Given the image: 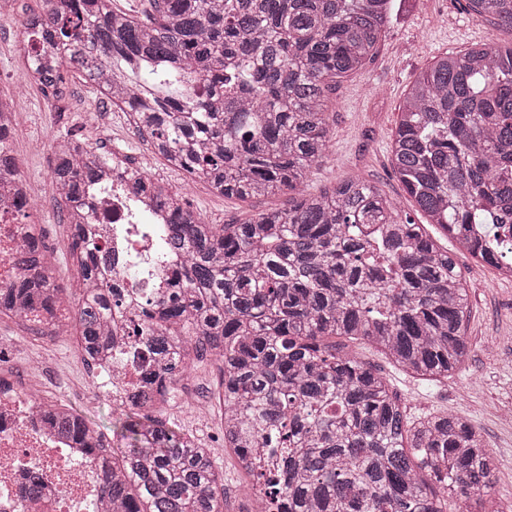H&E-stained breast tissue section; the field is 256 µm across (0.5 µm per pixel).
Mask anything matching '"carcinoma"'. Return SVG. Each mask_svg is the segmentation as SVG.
Masks as SVG:
<instances>
[{
	"instance_id": "cac0c4a2",
	"label": "carcinoma",
	"mask_w": 512,
	"mask_h": 512,
	"mask_svg": "<svg viewBox=\"0 0 512 512\" xmlns=\"http://www.w3.org/2000/svg\"><path fill=\"white\" fill-rule=\"evenodd\" d=\"M22 41L34 81L63 97L66 73L128 99L173 168L224 197L289 193L288 208L209 224L178 193L135 172L170 213L169 252L185 259L171 291L133 322L145 352L137 391L112 435L64 406L55 426L92 448L100 512H224V471L163 409L189 364L211 357L224 447L265 487L255 512H507L483 436L441 411L411 421L373 367L336 339L364 340L393 364L444 382L464 363L466 282L423 224L376 187L348 180L313 195L329 158L328 93L376 53L394 0H149L141 17L112 0H41ZM463 10L512 27V0ZM393 170L428 223L512 277V46L493 41L433 59L413 81L391 144ZM112 154L61 138L52 165L68 224L82 230L86 186ZM4 294L16 317L58 299L55 264ZM75 319L99 357L112 288L80 257ZM268 448L276 466L250 456Z\"/></svg>"
}]
</instances>
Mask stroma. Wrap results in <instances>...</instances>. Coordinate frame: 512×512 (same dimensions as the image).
<instances>
[{
	"label": "stroma",
	"mask_w": 512,
	"mask_h": 512,
	"mask_svg": "<svg viewBox=\"0 0 512 512\" xmlns=\"http://www.w3.org/2000/svg\"><path fill=\"white\" fill-rule=\"evenodd\" d=\"M22 18L19 11L0 17V89L10 92L18 104L19 130L12 149L33 200L52 195L50 147L61 135L72 132L99 151L123 154L172 191L184 193L209 223L236 224L259 212L287 208L284 194L243 201L214 194L201 182L186 183L183 172L167 167L152 146L131 135L124 113H103L98 128H88L84 115L99 108L101 97L79 74H69L70 92L59 102L25 86L24 60L13 51ZM489 39L501 46L510 45L512 29L494 27L480 17L462 13L456 0H406L372 60L330 93L331 156L313 171L307 192L316 194L323 188L360 179L391 198L401 214L423 223L424 215L417 212L391 164L390 147L400 107L412 81L435 56ZM35 140L42 142L43 151L31 150ZM37 217L52 249L56 282L70 301H77L68 254L71 228L56 208L38 209ZM429 233L453 256L466 279L469 351L461 371L444 384L421 381L368 345L350 342L345 350L381 372L391 391L400 397L408 417L449 411L479 429L494 459L497 492L512 502V415L503 412L504 407H512V279L475 261L439 226H432ZM0 343L10 348L7 367L22 384L39 379V397L97 422L115 417L111 400L90 395L84 360L74 337L42 343L30 338L22 324L2 317ZM34 351L39 352L42 365L31 362L29 355ZM218 382L219 372L210 359L194 361L164 417L209 448L222 465L224 512H245L243 489L249 479L236 469L233 453L224 447V425L218 414L206 408Z\"/></svg>",
	"instance_id": "35a3bbf8"
}]
</instances>
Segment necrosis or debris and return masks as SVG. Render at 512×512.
<instances>
[{
    "label": "necrosis or debris",
    "mask_w": 512,
    "mask_h": 512,
    "mask_svg": "<svg viewBox=\"0 0 512 512\" xmlns=\"http://www.w3.org/2000/svg\"><path fill=\"white\" fill-rule=\"evenodd\" d=\"M133 169L124 156L113 157L108 195L100 196L95 185L86 192L93 203L94 232L75 242L77 249L105 257L103 267L112 286V344L109 360L90 380L94 393L117 407L126 404L138 380L126 360L134 346L129 321L143 306L148 289L172 279L171 266L153 262L140 243L144 235L158 243L161 211L150 194L132 190ZM23 183L19 172L0 171L1 291L19 286L21 255L43 243L33 210L18 206ZM42 410L30 389L11 372H0V512H94L100 499L97 467L77 454L73 440L49 427Z\"/></svg>",
    "instance_id": "necrosis-or-debris-1"
}]
</instances>
